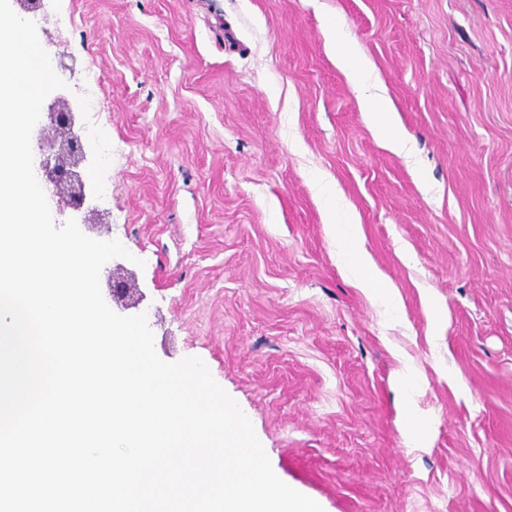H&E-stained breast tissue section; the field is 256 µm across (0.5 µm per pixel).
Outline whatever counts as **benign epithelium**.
<instances>
[{
  "label": "benign epithelium",
  "mask_w": 512,
  "mask_h": 512,
  "mask_svg": "<svg viewBox=\"0 0 512 512\" xmlns=\"http://www.w3.org/2000/svg\"><path fill=\"white\" fill-rule=\"evenodd\" d=\"M73 111L69 104H61L54 112V126L51 146L57 149L55 163H41L45 181L53 186V195L65 199L66 204L80 209L85 200V186L73 178L71 167L78 164L86 156L83 144L71 133ZM112 301L124 302L132 292L129 281L116 274L112 275Z\"/></svg>",
  "instance_id": "1"
}]
</instances>
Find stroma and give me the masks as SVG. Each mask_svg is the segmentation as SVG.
I'll use <instances>...</instances> for the list:
<instances>
[{"mask_svg": "<svg viewBox=\"0 0 512 512\" xmlns=\"http://www.w3.org/2000/svg\"><path fill=\"white\" fill-rule=\"evenodd\" d=\"M37 33L86 151L58 220L129 251L101 291L133 274L159 358H201L324 512H512V0H48ZM337 34L412 158L369 127ZM331 211L400 304L353 282ZM334 48L336 52V61L350 71L358 85L365 86L368 83L372 72L368 63L359 60L351 49L349 42L342 38L336 39Z\"/></svg>", "mask_w": 512, "mask_h": 512, "instance_id": "stroma-1", "label": "stroma"}]
</instances>
